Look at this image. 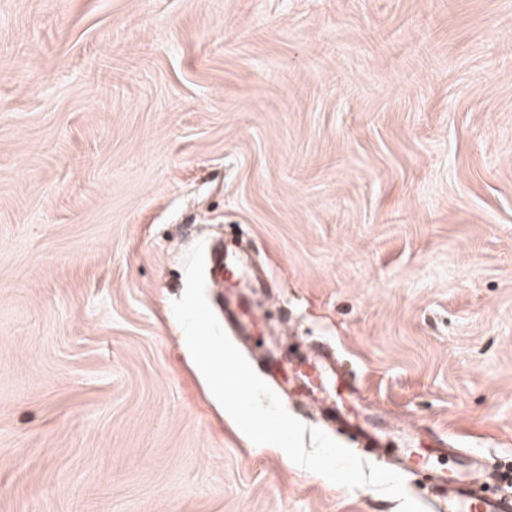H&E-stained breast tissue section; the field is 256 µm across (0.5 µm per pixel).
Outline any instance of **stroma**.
I'll list each match as a JSON object with an SVG mask.
<instances>
[{
  "label": "stroma",
  "mask_w": 512,
  "mask_h": 512,
  "mask_svg": "<svg viewBox=\"0 0 512 512\" xmlns=\"http://www.w3.org/2000/svg\"><path fill=\"white\" fill-rule=\"evenodd\" d=\"M247 242L286 409L512 470V0H0V512H398L254 444L172 302ZM285 320L297 347L273 336ZM336 355L327 346H319L310 351L309 355L299 363L296 377L302 382L303 387L315 404H320L326 417L339 423L347 424L336 404L327 405L331 398L321 397L322 391H327V381H338L342 391L353 390L355 386L349 381V373L346 370H336Z\"/></svg>",
  "instance_id": "stroma-1"
}]
</instances>
